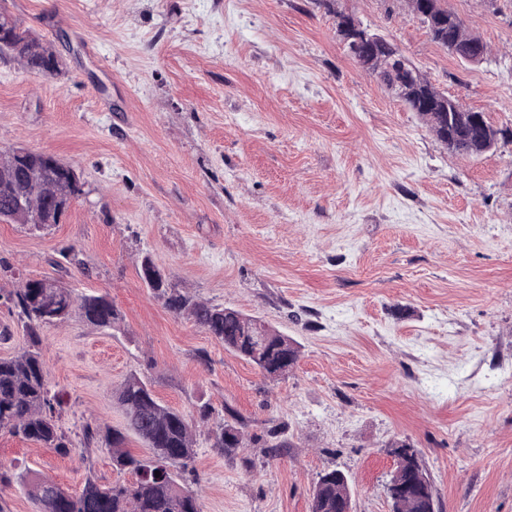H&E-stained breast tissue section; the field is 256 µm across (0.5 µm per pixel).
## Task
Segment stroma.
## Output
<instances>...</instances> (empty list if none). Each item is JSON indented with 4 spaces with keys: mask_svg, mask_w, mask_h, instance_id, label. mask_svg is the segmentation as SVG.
Masks as SVG:
<instances>
[{
    "mask_svg": "<svg viewBox=\"0 0 512 512\" xmlns=\"http://www.w3.org/2000/svg\"><path fill=\"white\" fill-rule=\"evenodd\" d=\"M447 4L490 63L449 55L401 0H0L62 59L42 76L0 56V149L54 155L82 182L59 224L0 221V356L27 347L6 300L27 279L122 315L41 328L74 448L0 430V465L72 492L119 480L82 427H124L115 393L135 373L195 424L202 512H309L332 469L352 512H391L402 443L440 512H512V142L448 153L336 32V11L354 14L512 127V0ZM146 254L182 293L292 338L295 367L268 378L167 310L139 276ZM228 407L246 422L231 459L210 439ZM275 431L289 446L272 458Z\"/></svg>",
    "mask_w": 512,
    "mask_h": 512,
    "instance_id": "1",
    "label": "stroma"
}]
</instances>
